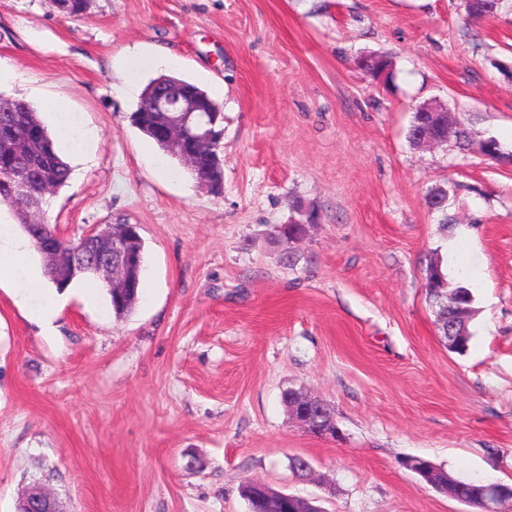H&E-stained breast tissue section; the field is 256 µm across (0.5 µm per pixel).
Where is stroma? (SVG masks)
<instances>
[{"instance_id":"1","label":"stroma","mask_w":512,"mask_h":512,"mask_svg":"<svg viewBox=\"0 0 512 512\" xmlns=\"http://www.w3.org/2000/svg\"><path fill=\"white\" fill-rule=\"evenodd\" d=\"M161 48L171 64L137 85L174 70L219 104L221 193L130 121L115 63ZM380 53L394 69L377 83L362 61ZM0 67L16 74L0 94L48 130L96 135L89 163L63 149L47 219L67 239L136 224L145 247L120 318L79 281L44 329L50 283L23 298L0 272V512L37 484L64 512H248L250 479L323 512H470L408 457L512 483V167L477 147L512 150V0L478 21L462 0H90L76 17L0 0ZM426 102L469 125L467 151L410 145ZM438 186L443 214L425 202ZM434 259L479 283L461 355L426 297ZM289 389L331 408L336 438L290 418Z\"/></svg>"}]
</instances>
